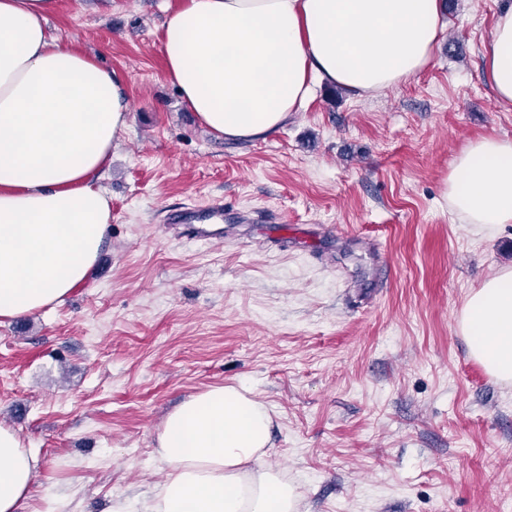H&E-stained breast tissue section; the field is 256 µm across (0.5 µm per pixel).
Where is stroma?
Segmentation results:
<instances>
[{
	"instance_id": "1",
	"label": "stroma",
	"mask_w": 512,
	"mask_h": 512,
	"mask_svg": "<svg viewBox=\"0 0 512 512\" xmlns=\"http://www.w3.org/2000/svg\"><path fill=\"white\" fill-rule=\"evenodd\" d=\"M180 0H58L64 44L113 71L128 128L100 185L112 222L90 279L0 325V424L38 454L21 512L145 501L165 416L242 384L271 412L268 461L300 512H512V383L455 319L512 269V224H465L442 197L452 159L512 140L483 46L504 0H453L430 64L377 96L319 85L267 139H218L165 75ZM262 216L192 241L168 210Z\"/></svg>"
}]
</instances>
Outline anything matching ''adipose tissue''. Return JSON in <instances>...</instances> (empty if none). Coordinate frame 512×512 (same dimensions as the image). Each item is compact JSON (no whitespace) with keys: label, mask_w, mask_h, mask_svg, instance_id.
I'll return each mask as SVG.
<instances>
[{"label":"adipose tissue","mask_w":512,"mask_h":512,"mask_svg":"<svg viewBox=\"0 0 512 512\" xmlns=\"http://www.w3.org/2000/svg\"><path fill=\"white\" fill-rule=\"evenodd\" d=\"M57 0H0V324L62 302L88 279L112 220L96 186L129 108L108 69L50 31ZM443 0H182L163 23L168 79L213 135L266 139L330 83L380 93L420 73L444 32ZM512 105V2L484 48ZM443 197L468 224H512V140L472 141ZM470 355L512 381V270L473 290L457 319ZM272 417L247 388L214 386L164 420L163 483L112 512H298L296 484L266 461ZM39 457L0 424V512H20Z\"/></svg>","instance_id":"obj_1"}]
</instances>
